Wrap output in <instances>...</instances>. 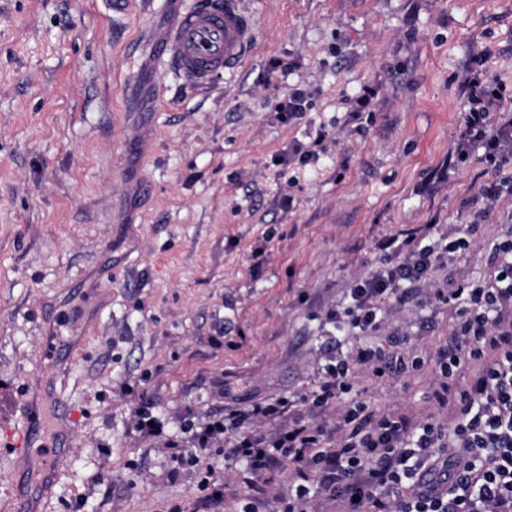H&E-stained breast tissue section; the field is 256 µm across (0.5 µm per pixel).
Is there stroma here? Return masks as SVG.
<instances>
[{"mask_svg": "<svg viewBox=\"0 0 512 512\" xmlns=\"http://www.w3.org/2000/svg\"><path fill=\"white\" fill-rule=\"evenodd\" d=\"M193 2L0 0V512H202L194 466L136 431L140 400L179 441L225 394L245 409L307 391L331 345L422 365L354 367L351 392L316 415L297 403L299 419L331 430L356 400L448 419L431 393L455 307L429 295L449 271L484 276L512 227V195L484 202L493 172L457 162L459 79L482 54L512 91V0H244L251 52L208 89L147 43ZM297 88L306 112L278 122ZM480 210L468 250L387 303L379 330L328 320L380 238L454 232ZM48 419L62 466L17 468L10 430ZM204 461L240 512L245 464L220 448Z\"/></svg>", "mask_w": 512, "mask_h": 512, "instance_id": "1", "label": "stroma"}]
</instances>
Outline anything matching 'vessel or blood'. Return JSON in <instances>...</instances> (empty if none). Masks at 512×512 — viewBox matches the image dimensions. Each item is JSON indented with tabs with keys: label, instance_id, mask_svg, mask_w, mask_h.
Masks as SVG:
<instances>
[{
	"label": "vessel or blood",
	"instance_id": "obj_1",
	"mask_svg": "<svg viewBox=\"0 0 512 512\" xmlns=\"http://www.w3.org/2000/svg\"><path fill=\"white\" fill-rule=\"evenodd\" d=\"M255 31V19L241 0H195L173 28L159 34L155 47L189 85L206 89L219 74L241 67L250 53ZM11 440L20 466H27L35 453L46 469H59L62 456L52 441L33 445L22 426L12 431Z\"/></svg>",
	"mask_w": 512,
	"mask_h": 512
}]
</instances>
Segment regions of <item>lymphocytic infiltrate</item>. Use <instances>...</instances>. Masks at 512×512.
<instances>
[{
  "label": "lymphocytic infiltrate",
  "mask_w": 512,
  "mask_h": 512,
  "mask_svg": "<svg viewBox=\"0 0 512 512\" xmlns=\"http://www.w3.org/2000/svg\"><path fill=\"white\" fill-rule=\"evenodd\" d=\"M463 90L457 157L464 162L475 154L493 169L494 179L482 189L492 202L512 190V173L503 170L512 155L505 88L478 54ZM468 246L464 237L441 247L426 244L414 231L381 241L383 263L350 288L345 322L354 330H377L386 302L404 299L407 286L425 281ZM487 264L488 278H459L454 288L434 292L440 303H458L455 326L438 351L441 383L433 393L451 410L449 424L416 423L359 402L342 414L340 438L331 449L325 426L295 419L294 400L283 396L254 402L244 415L209 420L178 446L179 455L196 465L218 444L226 459L246 462L251 477L243 512H259L255 500L264 474L286 463L299 479L288 488L283 512H309L318 495L346 501L348 512H512V230L490 243ZM356 365L380 379L406 362L377 345L361 346L347 359L331 358L310 395L312 408H328L350 392ZM246 417L275 429L266 436L247 434L239 428Z\"/></svg>",
  "instance_id": "1"
}]
</instances>
